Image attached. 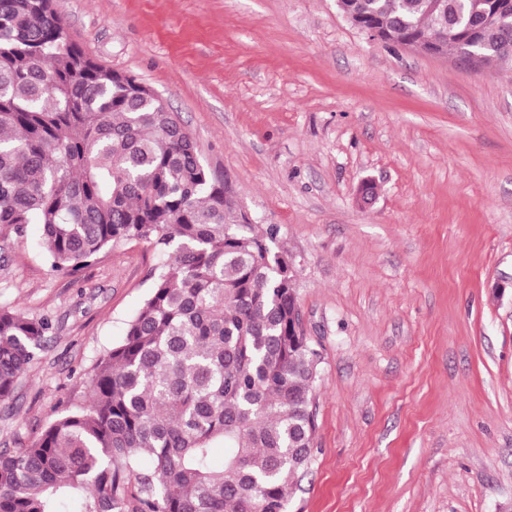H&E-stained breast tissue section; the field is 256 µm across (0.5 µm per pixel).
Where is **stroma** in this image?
Listing matches in <instances>:
<instances>
[{
	"instance_id": "stroma-1",
	"label": "stroma",
	"mask_w": 512,
	"mask_h": 512,
	"mask_svg": "<svg viewBox=\"0 0 512 512\" xmlns=\"http://www.w3.org/2000/svg\"><path fill=\"white\" fill-rule=\"evenodd\" d=\"M54 7L86 53L164 99L299 263L321 363L288 512L512 506V70L368 39L336 0ZM163 260L131 240L71 275L40 225L0 235V308L52 325L0 405V448L86 400Z\"/></svg>"
}]
</instances>
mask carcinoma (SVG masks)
<instances>
[{"label": "carcinoma", "instance_id": "cac0c4a2", "mask_svg": "<svg viewBox=\"0 0 512 512\" xmlns=\"http://www.w3.org/2000/svg\"><path fill=\"white\" fill-rule=\"evenodd\" d=\"M347 0L391 44L459 55L492 0ZM480 66L512 69V28L478 35ZM42 229L54 270L125 241L167 257L88 400L28 448L0 449V512H286L317 429L318 352L278 228L240 223L178 117L66 36L52 0H0V230ZM50 325L0 308V403ZM224 449L217 466L213 449Z\"/></svg>", "mask_w": 512, "mask_h": 512}]
</instances>
